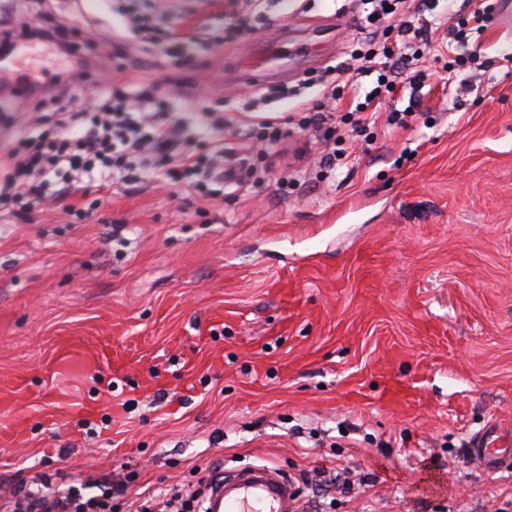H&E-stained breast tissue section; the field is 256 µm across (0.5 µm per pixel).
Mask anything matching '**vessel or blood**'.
Segmentation results:
<instances>
[{"mask_svg": "<svg viewBox=\"0 0 512 512\" xmlns=\"http://www.w3.org/2000/svg\"><path fill=\"white\" fill-rule=\"evenodd\" d=\"M143 355L127 345L99 336H62L56 342V358L50 369L57 378L78 372H104L117 380L132 370L146 367ZM24 377L0 381V413L10 416L0 427V446L25 444L34 421L53 427L66 419L91 410L88 402L48 400L28 397ZM472 453L483 468L496 470L512 464V419L502 417L478 433L471 443ZM299 496L291 480L274 468L248 465L214 482L205 499V512H298Z\"/></svg>", "mask_w": 512, "mask_h": 512, "instance_id": "obj_1", "label": "vessel or blood"}]
</instances>
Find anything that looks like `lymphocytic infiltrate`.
Returning a JSON list of instances; mask_svg holds the SVG:
<instances>
[{
	"label": "lymphocytic infiltrate",
	"instance_id": "lymphocytic-infiltrate-1",
	"mask_svg": "<svg viewBox=\"0 0 512 512\" xmlns=\"http://www.w3.org/2000/svg\"><path fill=\"white\" fill-rule=\"evenodd\" d=\"M439 2L421 0L422 10L434 13L435 19L418 27L411 20L406 0H360L363 10L357 20L366 32L364 41L350 47L347 64L327 67L306 82L307 87L318 90L311 106V124L319 129L347 126L356 136H364L371 122L364 113L366 106L392 93L398 78L416 85L427 80L425 69H410V62L444 50L449 72L464 70L470 59L461 49L483 31L496 4L486 0L484 6L451 24L447 13L439 11ZM409 35L417 47L407 58L399 40ZM113 41L119 50L132 42L145 50L164 44L160 67L190 70L196 66L190 46L206 44L207 39L201 30L185 35L175 28L149 26L123 13L113 27ZM33 42L52 44L63 55L73 51L63 28L25 21L17 25L11 38L0 42V47L13 53L18 45ZM363 77L374 80L366 92L359 84ZM347 88L363 93L364 100L355 111L340 114L336 102ZM172 109L169 90L152 86L130 93L107 84L99 89L93 103L58 113L51 124H44L41 115H33L40 133L18 137L15 148L0 160V204L8 206L22 221L35 205L46 201L63 206L67 215L81 219L85 216L83 209L71 204L69 198L84 180L103 186L117 178L133 181L141 172L162 168L173 160L181 167L195 168L198 160L192 150L177 155L172 152L179 129L163 119L164 113ZM128 492V485L122 482L110 483L102 494L89 498L72 486L63 491L29 489L14 496L7 506L10 512H112L113 499L125 497Z\"/></svg>",
	"mask_w": 512,
	"mask_h": 512
}]
</instances>
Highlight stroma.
I'll list each match as a JSON object with an SVG mask.
<instances>
[{
	"mask_svg": "<svg viewBox=\"0 0 512 512\" xmlns=\"http://www.w3.org/2000/svg\"><path fill=\"white\" fill-rule=\"evenodd\" d=\"M228 2L134 6L221 29L247 10ZM345 4L266 0L243 41L177 76L172 120L199 159L224 152L222 169L200 173L218 197L183 171L150 172L90 187L104 202L84 224L50 204L31 224L0 216V379L44 393L58 337L106 332L137 341L161 388L70 376L96 412L0 447V496L46 481L89 497L105 477L148 493L266 464L294 482L299 512H512V466L485 470L469 449L512 411V23L490 19L470 39L475 90L444 84V60H427V86L396 88L405 125L378 117L288 197L283 169L250 152L251 126L217 122L257 92L305 140L304 113L279 94L314 98L305 80L362 38ZM103 15L101 0H53L73 56L37 45L15 73L50 85L94 58L118 84L161 80L139 48L113 57ZM248 62L264 63L261 80L242 78ZM247 167L244 186H226ZM385 371L413 387L394 409L378 403Z\"/></svg>",
	"mask_w": 512,
	"mask_h": 512,
	"instance_id": "stroma-1",
	"label": "stroma"
}]
</instances>
